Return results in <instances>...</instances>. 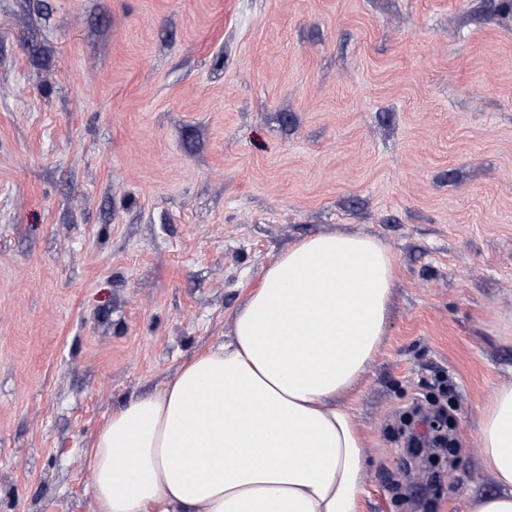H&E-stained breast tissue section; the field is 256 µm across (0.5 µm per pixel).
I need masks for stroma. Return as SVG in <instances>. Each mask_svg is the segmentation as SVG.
<instances>
[{
    "mask_svg": "<svg viewBox=\"0 0 512 512\" xmlns=\"http://www.w3.org/2000/svg\"><path fill=\"white\" fill-rule=\"evenodd\" d=\"M499 0H0V512H93L113 409L223 341L265 267L389 245L351 402L360 512H465L512 383V14ZM441 401L455 453L397 421Z\"/></svg>",
    "mask_w": 512,
    "mask_h": 512,
    "instance_id": "1",
    "label": "stroma"
}]
</instances>
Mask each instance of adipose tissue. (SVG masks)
Wrapping results in <instances>:
<instances>
[{
	"label": "adipose tissue",
	"mask_w": 512,
	"mask_h": 512,
	"mask_svg": "<svg viewBox=\"0 0 512 512\" xmlns=\"http://www.w3.org/2000/svg\"><path fill=\"white\" fill-rule=\"evenodd\" d=\"M395 279L391 248L372 237L288 247L229 341L97 429L94 512H357L365 435L344 400L381 350ZM477 437L498 491L466 512H512V385L488 399Z\"/></svg>",
	"instance_id": "1"
}]
</instances>
